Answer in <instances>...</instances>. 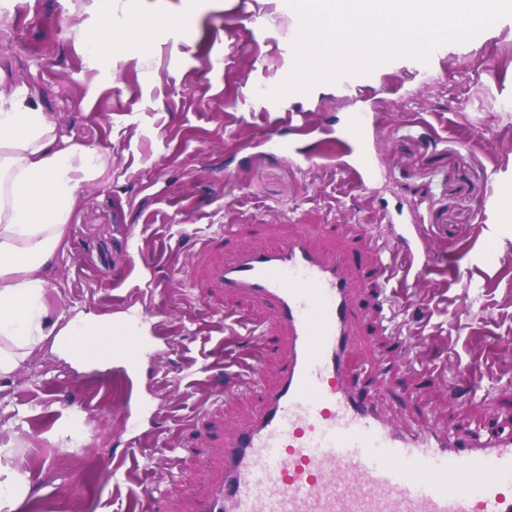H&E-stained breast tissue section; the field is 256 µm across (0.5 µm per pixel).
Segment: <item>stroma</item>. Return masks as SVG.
Listing matches in <instances>:
<instances>
[{
	"mask_svg": "<svg viewBox=\"0 0 512 512\" xmlns=\"http://www.w3.org/2000/svg\"><path fill=\"white\" fill-rule=\"evenodd\" d=\"M130 12L148 50H87L105 18ZM297 24L279 0H0V35L15 36L0 43V91L27 84L63 134L104 159L45 273L51 317L165 326L131 375L70 362L48 341L0 376V464L26 474L25 512H139L131 488L159 512H191L225 429L252 416L278 363L260 357L252 380L208 286L228 224L254 246L268 238L253 224L277 237L335 225L328 255L361 249L352 361L363 386L412 430L512 432V234L498 209L512 191V18L428 64L400 60L355 93L320 84L275 102L266 93L292 69ZM355 115L368 128L366 182L344 166ZM271 131L274 149L260 142ZM401 236L430 268L408 280L394 261L388 307L367 270L377 245ZM385 318L411 358L392 394L376 381L396 355ZM461 363L480 368L483 407L456 401ZM423 365L441 368L439 383L417 379ZM228 371L239 376L231 396L219 387Z\"/></svg>",
	"mask_w": 512,
	"mask_h": 512,
	"instance_id": "stroma-1",
	"label": "stroma"
}]
</instances>
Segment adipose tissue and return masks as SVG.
I'll return each mask as SVG.
<instances>
[{
  "mask_svg": "<svg viewBox=\"0 0 512 512\" xmlns=\"http://www.w3.org/2000/svg\"><path fill=\"white\" fill-rule=\"evenodd\" d=\"M95 147L61 134L27 85L0 97V375L49 336L94 338L107 351L108 316L51 323L42 272L55 258L82 181L96 173Z\"/></svg>",
  "mask_w": 512,
  "mask_h": 512,
  "instance_id": "obj_1",
  "label": "adipose tissue"
}]
</instances>
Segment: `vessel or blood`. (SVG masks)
<instances>
[{
	"label": "vessel or blood",
	"instance_id": "b4317fda",
	"mask_svg": "<svg viewBox=\"0 0 512 512\" xmlns=\"http://www.w3.org/2000/svg\"><path fill=\"white\" fill-rule=\"evenodd\" d=\"M345 134L360 152L354 174L368 179L361 118ZM312 240L300 224L276 248L242 246L224 227L232 256L213 268L215 287L273 308L253 345L283 341L288 354L255 414L225 432L200 512H512V436L404 430L359 386L358 254L332 261ZM139 328L118 316L108 327L113 362L131 371L148 345Z\"/></svg>",
	"mask_w": 512,
	"mask_h": 512
}]
</instances>
